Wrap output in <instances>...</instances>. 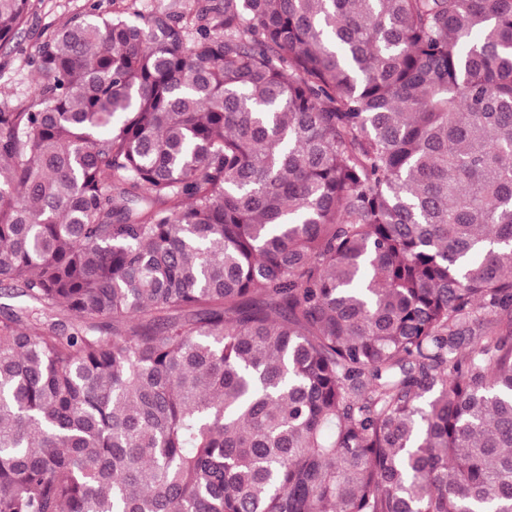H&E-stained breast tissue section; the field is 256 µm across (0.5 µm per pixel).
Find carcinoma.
Returning <instances> with one entry per match:
<instances>
[{
	"label": "carcinoma",
	"mask_w": 512,
	"mask_h": 512,
	"mask_svg": "<svg viewBox=\"0 0 512 512\" xmlns=\"http://www.w3.org/2000/svg\"><path fill=\"white\" fill-rule=\"evenodd\" d=\"M32 65L0 512H512V0L114 8Z\"/></svg>",
	"instance_id": "obj_1"
}]
</instances>
